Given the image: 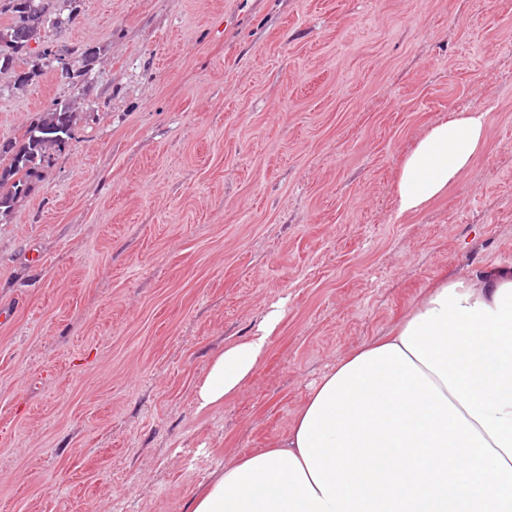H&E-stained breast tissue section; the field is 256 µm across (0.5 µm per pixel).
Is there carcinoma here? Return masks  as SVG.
<instances>
[{"label": "carcinoma", "mask_w": 512, "mask_h": 512, "mask_svg": "<svg viewBox=\"0 0 512 512\" xmlns=\"http://www.w3.org/2000/svg\"><path fill=\"white\" fill-rule=\"evenodd\" d=\"M50 9L51 0H6L0 5V14L7 12L12 17L11 24L0 30V41L11 49L6 54L0 52V73L12 72L14 85L18 87L27 86L44 67L58 69L65 79H72L78 73L67 60L71 50L65 46L54 49L47 45L37 54L41 64H34L26 71L19 69L29 64L23 52L30 42L41 39L45 26H59L77 14V8L73 7L62 20L51 17ZM73 118L71 104L55 101L31 123L21 145L0 144V158L9 157V164L0 169V215L13 209L27 194L30 180L50 166L54 153L74 138Z\"/></svg>", "instance_id": "cac0c4a2"}]
</instances>
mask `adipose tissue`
Returning a JSON list of instances; mask_svg holds the SVG:
<instances>
[{
  "instance_id": "adipose-tissue-1",
  "label": "adipose tissue",
  "mask_w": 512,
  "mask_h": 512,
  "mask_svg": "<svg viewBox=\"0 0 512 512\" xmlns=\"http://www.w3.org/2000/svg\"><path fill=\"white\" fill-rule=\"evenodd\" d=\"M485 144L484 113L438 120L404 157L399 213L447 195ZM282 314L214 356L198 410L240 390ZM186 510L512 512V267L442 277L311 388L287 436L225 466Z\"/></svg>"
}]
</instances>
